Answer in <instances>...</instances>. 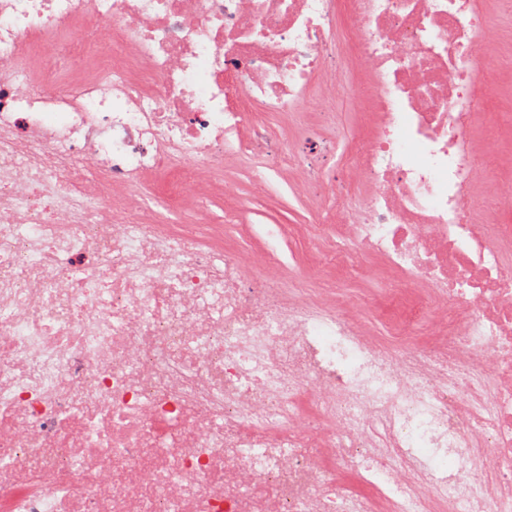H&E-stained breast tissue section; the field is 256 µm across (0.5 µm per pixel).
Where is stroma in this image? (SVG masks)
Returning a JSON list of instances; mask_svg holds the SVG:
<instances>
[{"instance_id":"35a3bbf8","label":"stroma","mask_w":512,"mask_h":512,"mask_svg":"<svg viewBox=\"0 0 512 512\" xmlns=\"http://www.w3.org/2000/svg\"><path fill=\"white\" fill-rule=\"evenodd\" d=\"M485 8L499 26V38L488 49L498 68V77L489 97L479 103L474 129L476 143L496 146V168L483 176L477 202L482 211L498 224L512 225V209L491 203L494 192L512 188V10L503 9L500 0H485ZM305 125L293 117H278L267 126L270 138L284 147L299 151L296 165L281 167L261 163L252 156L224 160V213L231 221L224 227V246L242 251L245 273L249 276L284 278L294 270L319 269L331 286L351 288L371 303L365 310V323L384 332L387 323L375 311L384 306L385 288L397 274L385 260L369 256L356 266L321 265V256L334 247L335 233L311 241L309 229L315 219L332 205L331 190L352 187L358 182L354 167L344 160L350 143L366 139L376 115L354 109L346 96H339L334 109L306 110Z\"/></svg>"}]
</instances>
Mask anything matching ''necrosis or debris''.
<instances>
[{"label": "necrosis or debris", "mask_w": 512, "mask_h": 512, "mask_svg": "<svg viewBox=\"0 0 512 512\" xmlns=\"http://www.w3.org/2000/svg\"><path fill=\"white\" fill-rule=\"evenodd\" d=\"M494 35L481 0H0V512H512ZM343 94L378 119L339 252L414 298L384 338L209 232L244 128Z\"/></svg>", "instance_id": "4bbe7bcc"}]
</instances>
